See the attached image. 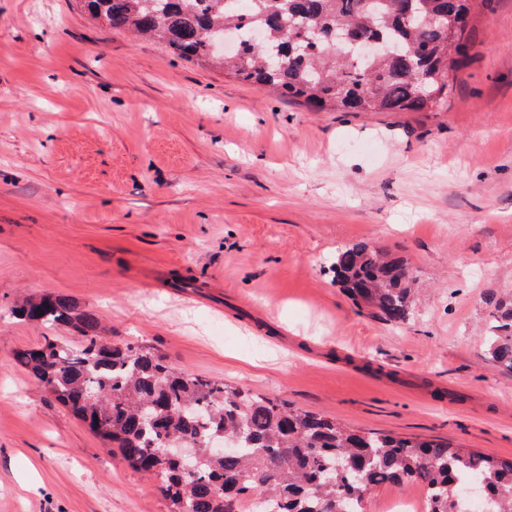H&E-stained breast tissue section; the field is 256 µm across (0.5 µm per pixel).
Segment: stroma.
<instances>
[{
	"label": "stroma",
	"mask_w": 512,
	"mask_h": 512,
	"mask_svg": "<svg viewBox=\"0 0 512 512\" xmlns=\"http://www.w3.org/2000/svg\"><path fill=\"white\" fill-rule=\"evenodd\" d=\"M367 241L418 293L391 325L333 280ZM69 296L104 337L364 430L512 457V375L483 359L512 295V0L477 5L440 112H317L92 19L0 0V512H168L14 365L80 335L23 320Z\"/></svg>",
	"instance_id": "1"
}]
</instances>
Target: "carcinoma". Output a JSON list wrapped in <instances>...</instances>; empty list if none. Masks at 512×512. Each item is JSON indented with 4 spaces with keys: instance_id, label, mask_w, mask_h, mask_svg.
I'll return each mask as SVG.
<instances>
[{
    "instance_id": "carcinoma-1",
    "label": "carcinoma",
    "mask_w": 512,
    "mask_h": 512,
    "mask_svg": "<svg viewBox=\"0 0 512 512\" xmlns=\"http://www.w3.org/2000/svg\"><path fill=\"white\" fill-rule=\"evenodd\" d=\"M116 30L157 39L181 60L269 88L317 110L439 112L442 79L457 72L469 36L470 0H84ZM383 40L397 55L356 62L336 49ZM336 280L386 322L409 320L408 264L366 241L336 254ZM19 316L72 327L75 347L52 337L14 361L117 447L133 468L161 480L168 512H364L367 492L416 484L429 512H467L466 486L484 494L473 512H512V458L444 439L354 429L332 415L178 371L146 345L103 342L100 320L54 293L23 300ZM487 360L512 373V299L494 301ZM237 436L239 452L200 449L196 473L156 449L168 439Z\"/></svg>"
}]
</instances>
